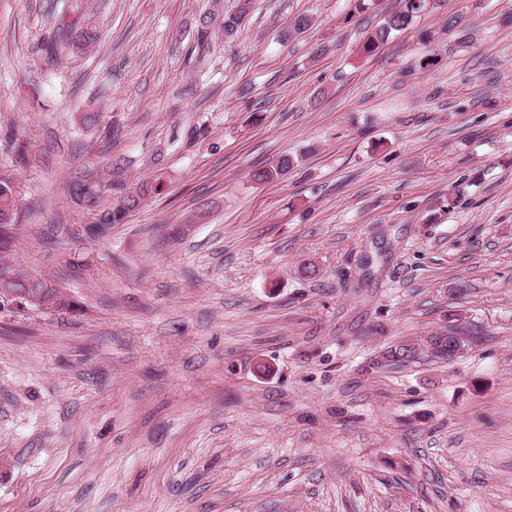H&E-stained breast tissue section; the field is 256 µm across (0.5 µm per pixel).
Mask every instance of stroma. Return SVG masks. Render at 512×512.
<instances>
[{
    "label": "stroma",
    "mask_w": 512,
    "mask_h": 512,
    "mask_svg": "<svg viewBox=\"0 0 512 512\" xmlns=\"http://www.w3.org/2000/svg\"><path fill=\"white\" fill-rule=\"evenodd\" d=\"M69 4L0 0L9 261L79 301L0 310V512H512V0L369 57L398 0H250L205 49L239 0H82L88 52L50 42ZM116 166L168 188L69 237ZM453 312L466 354L368 370ZM243 0L244 6L233 14L218 12H208L199 19L198 28L196 31L197 44L208 47L211 41L217 37L225 41H232L238 33L240 23L244 18L247 11L246 2ZM294 163L295 161L292 157L284 156L271 167L255 170L252 174L253 180L258 183L279 180L288 173V169H290Z\"/></svg>",
    "instance_id": "obj_1"
}]
</instances>
